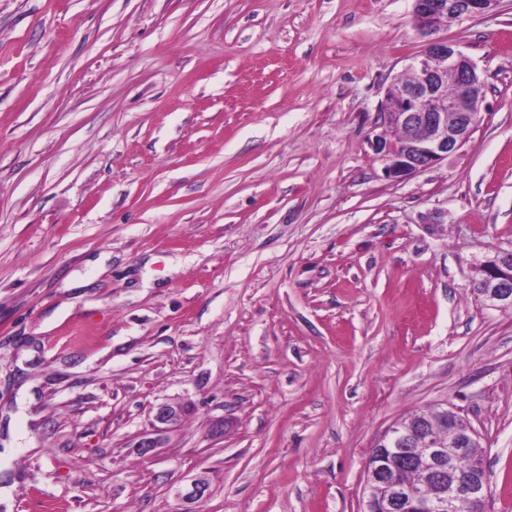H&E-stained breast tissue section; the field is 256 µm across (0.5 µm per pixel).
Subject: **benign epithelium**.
<instances>
[{
    "label": "benign epithelium",
    "instance_id": "7a95c632",
    "mask_svg": "<svg viewBox=\"0 0 512 512\" xmlns=\"http://www.w3.org/2000/svg\"><path fill=\"white\" fill-rule=\"evenodd\" d=\"M500 0H412L415 30L425 38L422 52L408 64L409 76L387 88L380 112L396 137L380 135L374 150L386 177L401 181L439 164L458 151L482 120L484 81L474 61L452 39L439 35L465 18L493 11ZM512 246L497 247L476 260L470 284L481 287L490 308L512 306ZM187 413V406L161 403L155 420L169 428ZM475 433L450 432L421 445L425 483L441 492L430 496L402 483L379 464L366 470V512H404L412 500L431 512H489L487 483L474 472L447 467L446 461L466 452Z\"/></svg>",
    "mask_w": 512,
    "mask_h": 512
}]
</instances>
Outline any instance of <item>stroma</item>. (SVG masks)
I'll use <instances>...</instances> for the list:
<instances>
[{
	"instance_id": "1",
	"label": "stroma",
	"mask_w": 512,
	"mask_h": 512,
	"mask_svg": "<svg viewBox=\"0 0 512 512\" xmlns=\"http://www.w3.org/2000/svg\"><path fill=\"white\" fill-rule=\"evenodd\" d=\"M410 10L0 0V512H363L373 443L440 404L512 512V310L469 283L512 243V0L447 32L483 120L394 181ZM187 406L174 403H161L156 407L155 420L167 427H175L187 413Z\"/></svg>"
}]
</instances>
